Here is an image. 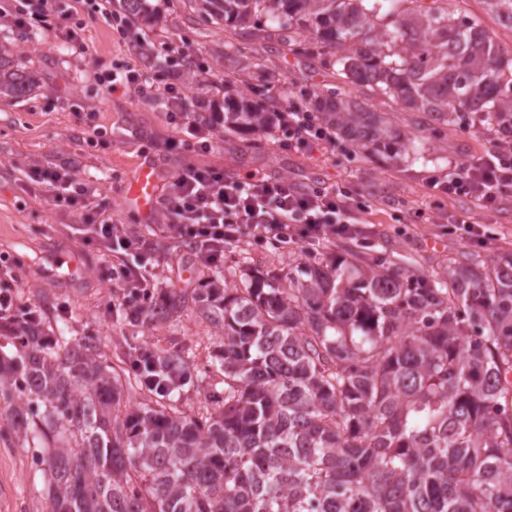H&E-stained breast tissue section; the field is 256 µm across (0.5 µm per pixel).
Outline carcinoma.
<instances>
[{
	"label": "carcinoma",
	"mask_w": 512,
	"mask_h": 512,
	"mask_svg": "<svg viewBox=\"0 0 512 512\" xmlns=\"http://www.w3.org/2000/svg\"><path fill=\"white\" fill-rule=\"evenodd\" d=\"M452 0H202L259 35V19L309 54L336 50L351 82L434 121L472 113L496 133L512 118V78L480 24ZM512 26V0H485ZM149 20V0H123ZM0 48V95L28 75ZM320 119L365 151L419 136L396 132L342 91ZM275 112L224 93V133L268 125ZM232 287L167 289L150 323L191 302L224 330L216 369L222 406L207 417L174 405L188 370L120 415L125 381L97 341L12 332L0 354L9 423L48 476L51 512H512V255L418 275L351 247L282 276L249 265Z\"/></svg>",
	"instance_id": "cac0c4a2"
}]
</instances>
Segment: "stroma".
I'll return each instance as SVG.
<instances>
[{"instance_id": "stroma-1", "label": "stroma", "mask_w": 512, "mask_h": 512, "mask_svg": "<svg viewBox=\"0 0 512 512\" xmlns=\"http://www.w3.org/2000/svg\"><path fill=\"white\" fill-rule=\"evenodd\" d=\"M23 2L0 0V46L36 80L35 89L25 96H0V278L18 281L20 306L37 315L46 333L60 332L75 342L94 338L122 376L132 375L137 350L183 351L189 370L177 396L187 414L212 413L216 394L224 390V376L213 367L223 344L221 330L191 305L148 326L129 321L116 306L109 284L99 277L110 255L75 233L77 217L70 208L54 206L45 187L26 178L32 163L75 160L81 177L96 181L105 197L104 218L135 225L149 238L157 230L155 223L145 222L121 201L143 157L155 159L165 181L191 162L283 177L304 189H344L363 198L369 206L362 216L366 234L321 244L320 257L326 263L334 262L347 245L439 277L449 262L472 253L485 259L512 253V198L488 213L468 199L435 195L431 187L432 181L447 180L462 161L493 149L498 142L493 131L438 123L403 109L351 83L330 55L311 56L277 39L241 38L238 29L203 11L199 0H150L158 15L156 26L148 30L133 21L123 32L115 21L121 12L116 2L110 13L91 14L82 0H61L58 27L34 36L10 24L11 14ZM146 31L156 43L150 77H159L165 58L184 47L208 68L206 79L185 76L197 103H223L228 82L261 103L272 86L298 101L307 93L320 96L343 90L370 110L389 113L393 126L402 132L423 129L426 159L412 163L401 155H371L342 141L310 154L267 131L217 135L208 151H166L164 141L181 138L180 129L169 124L155 105L124 88L107 89L96 78L118 62L142 67L143 59L133 51ZM452 213L467 214L480 224L484 242L463 239L461 230L448 222ZM53 251L76 255L78 273L47 279L44 269ZM308 258L299 243L271 240L224 246L228 271L246 260L284 273ZM155 275L162 287L190 290L213 272L175 252L160 263ZM8 414V404L0 401V512H49L48 479L10 430Z\"/></svg>"}]
</instances>
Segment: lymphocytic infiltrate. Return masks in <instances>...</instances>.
Here are the masks:
<instances>
[{
	"label": "lymphocytic infiltrate",
	"instance_id": "f902f5d3",
	"mask_svg": "<svg viewBox=\"0 0 512 512\" xmlns=\"http://www.w3.org/2000/svg\"><path fill=\"white\" fill-rule=\"evenodd\" d=\"M178 69L168 70L161 82L148 80L145 71L126 67L103 76L109 87L122 86L156 103L170 124L180 128L183 139L167 141V148L212 149L214 136L224 124L220 112L199 110ZM275 128L289 141L310 150L329 148L332 133L301 103L282 105ZM28 178L48 188L54 204H66L79 216L85 239L115 254L120 264L101 269L103 279L122 292L121 305L131 318L142 312L138 300H152L157 285L152 270L171 250L184 251L197 262L220 269L224 245L231 241H302L314 246L333 238L359 233L357 215L366 203L341 190H301L284 179L260 174L247 177L213 167L186 164L168 180L160 199L165 224L156 242L144 241L126 224H112L89 208L96 195L83 182L72 160L52 166L31 165ZM436 194L463 197L480 210L496 211L512 197V136L503 135L498 150L476 156L448 180L432 185Z\"/></svg>",
	"mask_w": 512,
	"mask_h": 512
}]
</instances>
